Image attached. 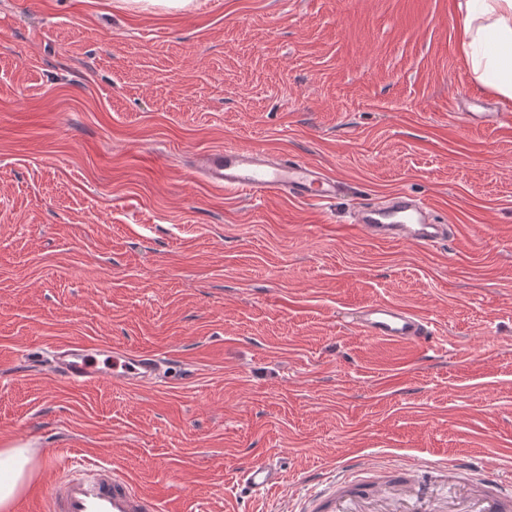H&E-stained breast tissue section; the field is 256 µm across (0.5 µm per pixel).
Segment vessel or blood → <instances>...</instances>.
I'll list each match as a JSON object with an SVG mask.
<instances>
[{
    "label": "vessel or blood",
    "instance_id": "1",
    "mask_svg": "<svg viewBox=\"0 0 512 512\" xmlns=\"http://www.w3.org/2000/svg\"><path fill=\"white\" fill-rule=\"evenodd\" d=\"M201 168L213 184L251 195L285 192L299 200L329 201L341 192L336 179L321 168L261 148L229 146L203 155ZM430 208L410 193L394 194L384 205L358 206L354 222L374 239H403L429 246L448 233L433 223ZM369 339L409 345L431 343V320L389 302L365 305L356 318ZM26 363L45 365L68 383L85 386L104 379L115 384L162 386L169 382L173 358L104 348L96 344H58L28 354ZM60 472L45 496L26 512H160L157 500L141 493L112 465L69 457L52 459ZM428 463L369 466L350 460L322 489L295 500L291 512H512V483L487 473L459 478L462 466L452 463L458 490L441 510L433 508V489L426 481ZM244 496L279 488L284 479L276 462L258 458L240 468Z\"/></svg>",
    "mask_w": 512,
    "mask_h": 512
}]
</instances>
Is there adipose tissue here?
I'll return each instance as SVG.
<instances>
[{
	"mask_svg": "<svg viewBox=\"0 0 512 512\" xmlns=\"http://www.w3.org/2000/svg\"><path fill=\"white\" fill-rule=\"evenodd\" d=\"M458 50L475 83L512 106V0H458ZM25 448L0 449V512H11L32 472Z\"/></svg>",
	"mask_w": 512,
	"mask_h": 512,
	"instance_id": "1",
	"label": "adipose tissue"
}]
</instances>
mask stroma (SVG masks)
<instances>
[{"label":"stroma","mask_w":512,"mask_h":512,"mask_svg":"<svg viewBox=\"0 0 512 512\" xmlns=\"http://www.w3.org/2000/svg\"><path fill=\"white\" fill-rule=\"evenodd\" d=\"M457 0H0V448L120 467L165 512H289L346 460L512 471V107L457 49ZM260 146L329 202L211 184ZM406 191L449 239L376 240ZM375 301L432 347L351 323ZM171 354L162 387L21 365L54 343ZM271 457L283 485L239 497ZM356 324L369 339L401 345L431 343L435 333L431 320L389 302L365 305Z\"/></svg>","instance_id":"stroma-1"}]
</instances>
